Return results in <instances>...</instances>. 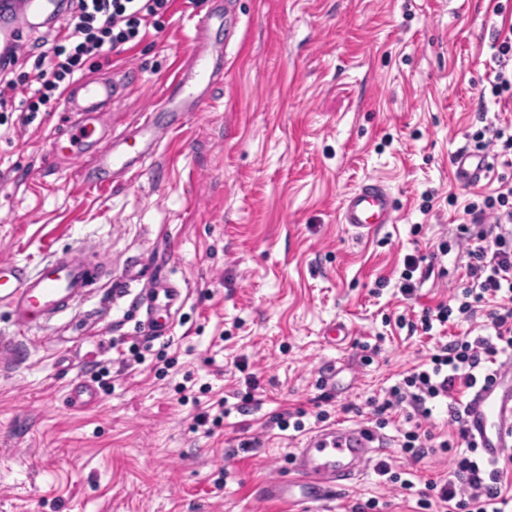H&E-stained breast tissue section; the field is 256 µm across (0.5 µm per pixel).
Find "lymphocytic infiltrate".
Masks as SVG:
<instances>
[{"label": "lymphocytic infiltrate", "mask_w": 512, "mask_h": 512, "mask_svg": "<svg viewBox=\"0 0 512 512\" xmlns=\"http://www.w3.org/2000/svg\"><path fill=\"white\" fill-rule=\"evenodd\" d=\"M173 0H71L66 17L54 32L35 38L30 71L18 72V54L0 58V112H17L31 123L41 109L59 101L87 59L109 63L126 45L144 37L170 10ZM492 92L512 89V26L498 29L491 45ZM472 139L476 150L492 153L512 168V124L488 122ZM498 186L480 201L469 203L470 224L459 227L457 245L466 259V283L451 302L426 308L423 333L446 325L452 315L473 319L483 303L493 302L483 334L461 337L436 348L392 385L375 404L378 427L387 410L406 409L407 419H427L438 402H446L456 425L452 438L437 448L449 457L446 481L428 482L416 502L420 512H507L512 506V453L485 461L465 427L461 393L489 381L512 363V177L498 175Z\"/></svg>", "instance_id": "f902f5d3"}]
</instances>
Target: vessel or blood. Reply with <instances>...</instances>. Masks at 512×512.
Wrapping results in <instances>:
<instances>
[{
    "label": "vessel or blood",
    "mask_w": 512,
    "mask_h": 512,
    "mask_svg": "<svg viewBox=\"0 0 512 512\" xmlns=\"http://www.w3.org/2000/svg\"><path fill=\"white\" fill-rule=\"evenodd\" d=\"M10 0H0V55L9 56L23 40L22 31L13 26ZM209 53L194 48L189 65L179 68L166 85L158 102L160 108L179 119L185 112L206 108L211 93ZM118 86L112 81L83 78L63 94L64 112L70 123L53 137L48 157L69 150L73 157H87L83 182L95 189L111 179L113 172L126 171L153 157L164 128L155 113L149 112L136 122L132 134L139 140L137 152H128L125 140L113 136L111 128L100 123V115L117 98ZM455 174L463 184L480 183L494 166L492 155L460 150L452 158ZM396 202L383 184L370 180L345 200L341 222L355 235L365 238L380 225L393 223ZM104 270L99 263L80 258H58L31 272L21 263H0V304L7 306L18 325L39 326L61 314L87 295L100 282ZM129 281L144 283L135 303L144 309L148 332L166 335L169 325L154 317L159 307H172L182 300V291L162 273L131 265ZM465 424L483 455L491 461L512 447V367L499 370L494 380L467 396ZM384 442L372 429L342 422L314 431L293 459L291 477L272 482L267 487L270 499L300 505L334 500L336 494L362 476L374 457L382 452Z\"/></svg>",
    "instance_id": "vessel-or-blood-1"
}]
</instances>
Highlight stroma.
<instances>
[{"label":"stroma","instance_id":"obj_1","mask_svg":"<svg viewBox=\"0 0 512 512\" xmlns=\"http://www.w3.org/2000/svg\"><path fill=\"white\" fill-rule=\"evenodd\" d=\"M228 12L211 29L213 100L189 113L156 155L90 190L81 161L45 154L63 112L24 124L0 118V262L37 268L85 251L98 288L42 326L18 328L0 306V512H346L377 498L381 512L416 505L367 470L335 501L288 507L265 495L290 473L300 438L283 410L325 412L328 424H370L368 401L424 360L434 338L399 318L463 287L457 251L421 265L412 299L398 291L406 255L437 251L468 220L476 193L453 154L471 146L478 107L512 123V100L491 93L494 33L512 0H175L154 32L90 73L115 77L119 134L159 100L194 47L193 18ZM397 203L394 223L359 239L340 222L344 197L368 179ZM160 268L183 291L159 311L169 335L146 336L131 262ZM353 334L329 345L325 326ZM71 406L67 387L95 385ZM333 367L334 390L323 384ZM259 387L260 408L231 413L212 434L191 431L198 406ZM190 382L193 401L182 402ZM381 454L416 485L446 480V457L415 462L408 430L389 415ZM257 451L228 456L231 440Z\"/></svg>","mask_w":512,"mask_h":512}]
</instances>
